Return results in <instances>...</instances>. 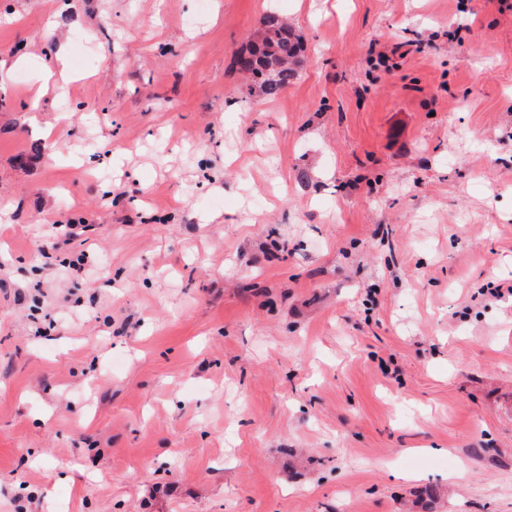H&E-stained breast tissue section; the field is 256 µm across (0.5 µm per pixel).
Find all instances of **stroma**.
<instances>
[{
  "mask_svg": "<svg viewBox=\"0 0 512 512\" xmlns=\"http://www.w3.org/2000/svg\"><path fill=\"white\" fill-rule=\"evenodd\" d=\"M0 59V512H512V6L0 0ZM268 16L263 18L256 40L250 42L236 61L239 63L247 52L249 59L242 60L239 72L250 78L249 91L274 99L296 78L297 61L303 52V44L301 38L293 34L278 15L275 24L265 25L264 20Z\"/></svg>",
  "mask_w": 512,
  "mask_h": 512,
  "instance_id": "35a3bbf8",
  "label": "stroma"
}]
</instances>
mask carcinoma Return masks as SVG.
Wrapping results in <instances>:
<instances>
[{"instance_id":"1","label":"carcinoma","mask_w":512,"mask_h":512,"mask_svg":"<svg viewBox=\"0 0 512 512\" xmlns=\"http://www.w3.org/2000/svg\"><path fill=\"white\" fill-rule=\"evenodd\" d=\"M302 52L301 38L279 18L274 24L262 25L247 47L249 59L237 57L242 62L239 72L250 78V92L274 99L296 78Z\"/></svg>"}]
</instances>
